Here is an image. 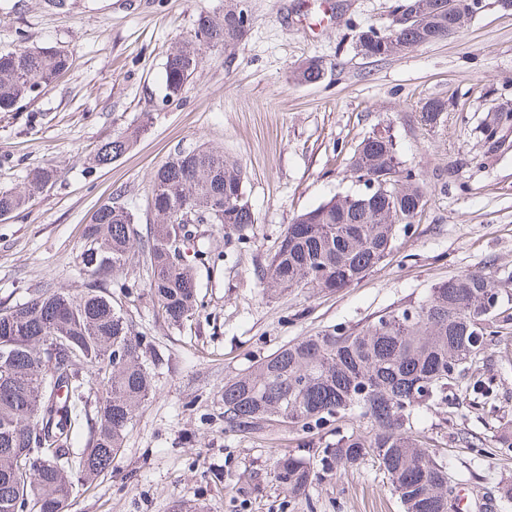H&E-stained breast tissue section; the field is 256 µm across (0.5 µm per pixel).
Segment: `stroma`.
<instances>
[{
    "label": "stroma",
    "mask_w": 512,
    "mask_h": 512,
    "mask_svg": "<svg viewBox=\"0 0 512 512\" xmlns=\"http://www.w3.org/2000/svg\"><path fill=\"white\" fill-rule=\"evenodd\" d=\"M400 0H248L244 38L207 48L180 99L166 100L164 64L200 15H222L224 0H0V52L19 42L59 47L70 70L14 112L0 113V187L22 188L36 168L57 182L31 207L0 220V306L52 282L77 294L86 275L82 231L95 210L121 196L141 224L151 174L177 149L201 144L243 165L255 224L244 237L197 224L184 247L195 255L199 307L169 326L146 288L139 262L111 278L147 349L154 392L105 475L74 483L71 512H403L372 462L322 473L306 494L273 478L276 457L300 451L319 466L335 427L305 434L272 425L251 434L224 427L228 379L299 337L362 328L418 300L461 272L493 281L512 316V120L493 139L483 121L512 110V11L488 4L445 40L385 58L357 49L360 33L386 30ZM320 60L324 78L293 80ZM431 98L446 103L436 125L420 120ZM136 142L103 168L88 162L98 144ZM391 136L403 167L427 185L424 211L359 282L338 290L264 294L258 275L289 224L333 196L356 146ZM217 242L219 253L208 252ZM512 327L457 377L447 399L420 409L415 427L436 441L453 491L471 512H512ZM473 435L482 447L460 438Z\"/></svg>",
    "instance_id": "stroma-1"
}]
</instances>
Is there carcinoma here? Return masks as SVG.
<instances>
[{"label":"carcinoma","instance_id":"1","mask_svg":"<svg viewBox=\"0 0 512 512\" xmlns=\"http://www.w3.org/2000/svg\"><path fill=\"white\" fill-rule=\"evenodd\" d=\"M237 0H224V17L199 16L194 34L179 42L164 64L165 98L177 99L202 62V50L244 37L233 19ZM418 6L415 26L392 20L374 28L359 52L370 58L408 51L459 32L455 16L471 15L478 0H404ZM70 68L68 53L23 43L0 53V112L33 99ZM446 108L430 99L421 120L434 124ZM130 140L102 143L94 163L106 166ZM395 174L387 195L338 196L298 215L288 225L259 276L268 291L340 289L362 279L390 253L401 225L413 223L427 202L421 179L402 167L393 140L367 137L355 148L349 177L355 182ZM58 178L44 167L22 189H0V213L28 206ZM156 222L138 229L132 209L115 196L85 225L79 254L88 276L74 296L44 283L0 308V512H69L76 480L104 474L124 447L133 418L152 394L143 361L144 342L131 316L115 306L105 277L142 260L147 288L162 316L182 327L197 310L191 264L176 262L171 241H185V216L205 213L224 231L245 236L255 223L242 165L197 146L177 151L151 177ZM486 274L469 271L436 284L419 301L379 315L359 330L340 327L290 342L224 383V425L250 434L276 423L305 434L352 417L358 428L322 448L328 470L371 460L388 476L404 512H449L446 466L429 451L432 439L414 430L413 416L448 390L480 351L498 342L502 298ZM54 333L71 350L42 361L45 336ZM86 448H72L83 428ZM276 482L296 495L319 477L309 461L288 453L273 468Z\"/></svg>","mask_w":512,"mask_h":512}]
</instances>
